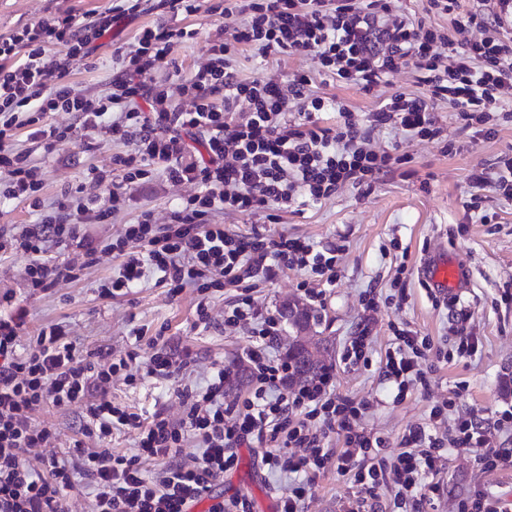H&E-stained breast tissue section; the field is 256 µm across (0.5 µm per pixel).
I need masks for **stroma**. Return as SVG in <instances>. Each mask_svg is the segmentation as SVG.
<instances>
[{
  "instance_id": "stroma-1",
  "label": "stroma",
  "mask_w": 512,
  "mask_h": 512,
  "mask_svg": "<svg viewBox=\"0 0 512 512\" xmlns=\"http://www.w3.org/2000/svg\"><path fill=\"white\" fill-rule=\"evenodd\" d=\"M218 0H203L199 12L187 23L196 29L194 39L176 43L171 56L183 71L205 62L209 43L224 39L227 29L213 11ZM110 0H0V36L5 37L34 20L66 10L84 13L108 8ZM156 21L145 12L119 20L105 46L88 59L71 67L70 78L92 92L107 89L115 66L113 52L134 43L140 31ZM316 61L309 56L290 55L262 60L251 51L241 52L236 60L240 79H272L287 83L296 71H315ZM418 84L408 73L392 79L390 85L367 95L353 86L334 87L317 84V91L335 94L350 109L355 119L373 110L379 99L395 91H414ZM444 128V141L409 139L403 130L387 127L375 135L377 149L392 155L409 154V163L392 169L369 193L351 186L341 187L334 196L304 214H283L280 223L267 221L264 214H221L220 222L229 230L246 232L252 226H264L267 233H285L306 238L316 244L341 247L340 278L328 288L325 303L316 308V329L330 340V373L337 393L354 401H369L373 407L366 421L368 429L387 442L383 453L392 456L409 426L425 423L434 403L454 399V413L477 411L494 418L497 411L512 405V308H505L501 294L512 287V199L491 195L488 206L495 217L491 223H466L462 202L469 191L468 176L478 167L491 166L505 149L512 147V122L502 124L494 138L465 146L449 154L445 141L460 140L458 124L447 106L437 109ZM17 145L39 158L44 166L42 199L53 202L83 178L90 166L109 165L114 154L124 152L120 141L102 139L97 150L85 152L80 143L58 145L44 154L40 144L19 131ZM193 186L174 185L157 174L132 192L128 208L106 223L87 227L92 244L119 235L125 224L138 214L151 212L156 223H167L177 199L192 194ZM444 247L449 259L464 261L472 273L470 288L461 294L463 305L472 317L469 327L482 340L481 351L472 358L437 363L429 375L427 390H410L399 403L385 396L381 361L393 338V331L405 326L432 337L445 350L455 348V337L448 323L449 296L433 295L421 279L418 266L435 246ZM406 272H399V263ZM29 258L18 252L0 259V312L5 307L24 310L25 323L19 337L21 350H28L40 331L54 323L65 324L71 337L81 346L121 355L137 350L141 360L153 353L149 343L156 334H164L173 346L188 350L194 363L187 371L186 383H204L213 364H224L230 375L224 385L226 399L245 396L251 387L246 363L249 341L246 331L224 324V310L231 303V291L213 292L208 329L194 327L195 295L184 291L170 297L166 288L146 282L132 293L110 299L99 294L101 284L116 272L117 259L101 255L97 266L78 281H61L45 291H31L26 282ZM403 279L407 298L390 302L391 284ZM301 274L287 271L271 284L250 278V294L256 305L279 314L284 301L299 297ZM375 288L381 304L377 311H364L361 302L366 289ZM368 325L372 339L369 362L350 367L343 352L360 325ZM465 385L462 396H455L457 385ZM114 401L138 407L144 416L160 408L177 412L178 401L165 386L153 381L127 383L114 378ZM82 411L45 405L34 415L39 427L55 433L54 446L59 457L72 459L73 443L78 439ZM448 487L437 501L436 512H458L459 503L478 489H490L512 499V468L490 470L470 452H455L441 475ZM215 493L245 496L250 512H273L278 500L291 491L288 476L263 470L259 456L250 448L238 450L236 467L214 486ZM353 479L329 469L318 475L313 492L305 502V512H344L349 499L357 496Z\"/></svg>"
}]
</instances>
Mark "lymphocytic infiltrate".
<instances>
[{
    "instance_id": "f902f5d3",
    "label": "lymphocytic infiltrate",
    "mask_w": 512,
    "mask_h": 512,
    "mask_svg": "<svg viewBox=\"0 0 512 512\" xmlns=\"http://www.w3.org/2000/svg\"><path fill=\"white\" fill-rule=\"evenodd\" d=\"M429 4L431 12L451 16L452 28L410 17L399 0H224L220 16L233 23L231 38L211 43L206 62L190 74L172 67L163 86L155 72L175 43L195 38L185 21L199 11L200 0H115L101 12L66 11L0 36V198L27 202L38 216L33 226L0 229V255L28 254L27 286L37 291L80 279L98 264L100 252L111 253L121 264L101 285L102 297L127 295L149 277L173 297L190 289L199 327L212 323L210 290L237 288L224 323L248 326L246 356L252 365L247 396L228 401L224 366L192 388L180 381L192 362L189 352L153 353L144 376L172 390L181 411H158L147 419L109 396L114 376L135 381L133 356L85 351L59 324L43 328L21 354L23 314L0 316V512H65L78 471L92 486L89 512H189L209 499L245 443L261 445L268 473L301 477L291 495L280 498L277 512H303L316 476L331 467L351 475L359 487L348 512H374L388 485L395 489L398 512H431L444 494L440 475L451 452L478 448L489 468L512 466V448L496 445L498 434L512 432L511 409L492 421L472 413L452 419L443 402L432 405L427 423L407 429L391 463L374 465L384 441L363 426L368 402L338 394L327 373L289 388L288 359L272 352L279 319L238 289L254 268L265 283L293 270L335 285L338 247L285 234L274 238L256 227L245 234L230 231L215 220L227 210L266 211L275 224L279 212L303 214L342 186L371 190L392 166L410 160L377 150L375 132L398 126L414 139H442L436 110L443 102L471 141L496 135L493 115L512 117L504 99L512 89V0H477L465 12L460 0ZM144 12L154 13L156 22L140 32L133 48L119 53L108 93H91L70 81L73 61L89 57L119 19ZM52 45L62 47V54L49 55ZM244 49L265 60L310 56L318 69L313 75L293 73L284 86L247 82L232 65ZM404 72L417 74L419 91L384 98L362 124L336 96L308 90L318 77L370 94ZM176 96L190 99V107L173 104ZM292 111L298 114L293 121ZM49 112H71L76 121L46 123ZM328 112L335 113V122H326ZM23 127L47 152L74 140L90 152L104 136L126 142L128 151L112 160L124 173L122 181L113 182L111 171H96L88 184L43 204L40 162L13 145ZM159 170L171 183L197 187L170 222L154 223L144 211L104 248L85 244L86 226L125 210L130 189ZM469 186L466 219L491 223L485 193L512 198V149L498 156L495 167L474 169ZM101 188L106 196H98ZM51 242L76 244L82 251L77 260L52 264L44 258ZM433 352L430 337L395 330L383 370L394 401L410 388L428 386ZM48 403L81 408L84 437L102 442L117 433L136 434L138 454L80 445L76 464H69L51 448L52 430L33 423L34 413ZM334 432L345 442L336 456L325 447ZM192 440L199 453L184 458ZM34 449L36 468L26 460ZM146 460L156 463L149 475L142 468Z\"/></svg>"
}]
</instances>
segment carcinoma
Here are the masks:
<instances>
[{"instance_id":"1","label":"carcinoma","mask_w":512,"mask_h":512,"mask_svg":"<svg viewBox=\"0 0 512 512\" xmlns=\"http://www.w3.org/2000/svg\"><path fill=\"white\" fill-rule=\"evenodd\" d=\"M298 308V319L288 321V360L292 371L288 378L290 385H302L311 382L330 368L331 355L323 345L325 338L311 336V319L314 314L307 305L298 299H292L285 306Z\"/></svg>"}]
</instances>
